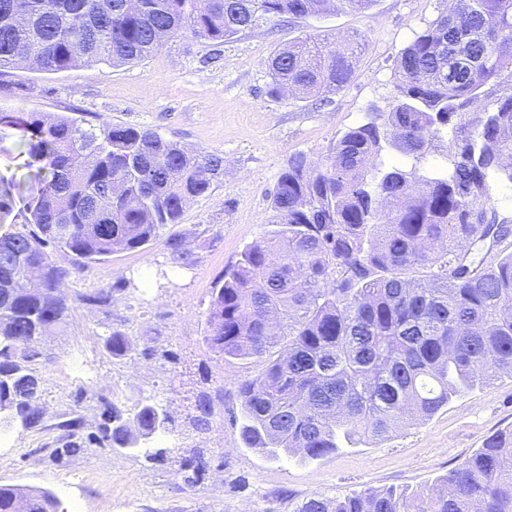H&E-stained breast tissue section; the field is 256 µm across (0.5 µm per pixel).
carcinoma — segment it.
I'll return each instance as SVG.
<instances>
[{"instance_id": "1", "label": "carcinoma", "mask_w": 512, "mask_h": 512, "mask_svg": "<svg viewBox=\"0 0 512 512\" xmlns=\"http://www.w3.org/2000/svg\"><path fill=\"white\" fill-rule=\"evenodd\" d=\"M374 0H0V74L26 63L53 73L83 64L142 61L185 32L222 43L261 21L301 19ZM355 37L306 34L268 60V94L297 99L344 87L361 53ZM395 105L345 131L324 164L288 161L270 193L279 229L250 244L214 289L205 341L226 363L258 358L239 382L240 438L272 459H323L341 444L383 439L432 416L499 374H512V233L491 187L512 184V0H452L395 66ZM23 126L37 166L24 183L0 177V212L21 197L35 230L0 234V410L27 428L42 419V337L66 324L69 271L141 249L180 223L187 203L223 175V158L189 151L151 129L49 113L0 115ZM451 133L436 173L382 159L386 148L420 161ZM42 290L29 295L30 275ZM126 283L81 298L109 308ZM114 357L131 341L114 331ZM194 424L214 416L202 393ZM154 405L130 414L103 404L99 430L116 448L161 457L167 430ZM59 512L39 488L0 485V512ZM294 512H512V430L485 439L448 475L408 493L365 489L315 495Z\"/></svg>"}]
</instances>
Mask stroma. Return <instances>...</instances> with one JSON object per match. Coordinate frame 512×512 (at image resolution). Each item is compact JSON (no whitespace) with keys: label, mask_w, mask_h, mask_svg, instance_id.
Masks as SVG:
<instances>
[{"label":"stroma","mask_w":512,"mask_h":512,"mask_svg":"<svg viewBox=\"0 0 512 512\" xmlns=\"http://www.w3.org/2000/svg\"><path fill=\"white\" fill-rule=\"evenodd\" d=\"M450 5L374 0L365 10L262 22L221 44L186 34L135 64H86L59 73L15 68L0 75V113H59L87 128H149L224 159L221 179L187 204L164 237L67 279L68 323L43 341L38 364L43 421L24 431L0 426V485L50 490L64 512H294L316 494L434 485L487 437L512 430V377L504 375L387 438L345 445L319 460H271L239 438L237 382L260 374L263 363H223L205 342L216 282L247 245L274 229L270 194L290 157L325 161L346 129L368 112L389 111L398 54ZM305 34L355 35L363 42L349 83L324 106L268 94V58ZM29 148L22 127L0 124V175L23 180ZM170 236L181 240L187 265L172 267ZM120 280L128 287L114 294L111 308L83 302L93 289ZM115 330L131 340L120 358L105 348ZM203 392L215 411L200 431L192 418ZM105 400L126 412L145 403L164 409L169 430L157 433L152 446L179 445L180 457L157 463L143 452L98 443ZM75 410L84 418L74 437L81 449L62 455L63 425ZM195 454L208 466L193 476L181 460Z\"/></svg>","instance_id":"35a3bbf8"}]
</instances>
